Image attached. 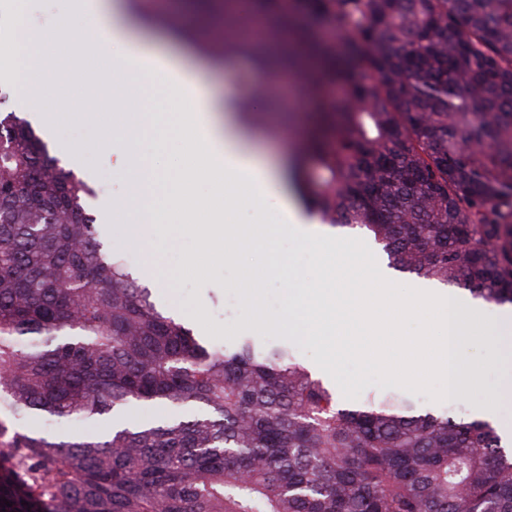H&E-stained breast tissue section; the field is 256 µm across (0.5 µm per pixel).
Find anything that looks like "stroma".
I'll use <instances>...</instances> for the list:
<instances>
[{
    "mask_svg": "<svg viewBox=\"0 0 512 512\" xmlns=\"http://www.w3.org/2000/svg\"><path fill=\"white\" fill-rule=\"evenodd\" d=\"M179 2L142 0L140 9L128 12L131 26L154 46L184 55L188 65L204 73L217 110H226L230 103L224 98L225 81H233L245 91L258 83L264 73L246 56L217 64L197 49H185L165 27L168 13ZM17 7L16 0H0V90L7 95L0 108L24 113L47 143L50 155L57 158L59 167L92 187L86 207L100 224L109 248L122 257L135 256L132 270L140 283L151 289L157 305L167 315L189 324L197 335L220 344L243 335L289 344L299 362L315 377H322L323 372L316 364L320 352L314 350L303 332L288 328V294L313 284L314 279L307 272L313 253L311 239L300 238L290 230L279 204L278 190L265 191L260 206L240 207L238 223L258 228L259 233L252 245L227 256H203L199 229L149 224L147 236L157 244L158 260L157 270H150L142 247L129 243L122 225L113 223L110 217L113 205L127 194L126 184L112 166V147L106 142L93 144L87 137L91 129L115 123L122 109L120 100L100 102L85 112L68 111V99L79 93L80 88L75 84L58 85L56 71L63 56L58 50L44 67L49 93L35 101H25L16 72L17 50L12 36ZM25 22L34 29L50 26L61 33L78 26L74 16L61 11L57 0H29ZM290 97V91L280 90L267 103L265 112L253 116L243 127L249 147L264 159L296 157L311 135L313 112L290 110ZM250 286L259 290L265 326L253 324L245 295ZM498 349V359L483 364L477 386L466 397L434 402L423 393L415 395L390 385H365L358 391V399L363 402L397 397L419 410H447L466 419L474 417L476 403L492 400L497 404L500 420L510 423L512 343H501Z\"/></svg>",
    "mask_w": 512,
    "mask_h": 512,
    "instance_id": "stroma-1",
    "label": "stroma"
}]
</instances>
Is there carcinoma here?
Masks as SVG:
<instances>
[{"label": "carcinoma", "instance_id": "cac0c4a2", "mask_svg": "<svg viewBox=\"0 0 512 512\" xmlns=\"http://www.w3.org/2000/svg\"><path fill=\"white\" fill-rule=\"evenodd\" d=\"M255 7L346 88L318 102L309 213L367 231L399 271L512 305V0ZM168 26L212 59L251 56L267 92L292 63L184 14ZM90 195L0 111V406L111 422L13 432L0 512H512V449L492 424L393 398L343 407L286 345L206 343L103 249ZM146 403L192 412L122 421Z\"/></svg>", "mask_w": 512, "mask_h": 512}]
</instances>
